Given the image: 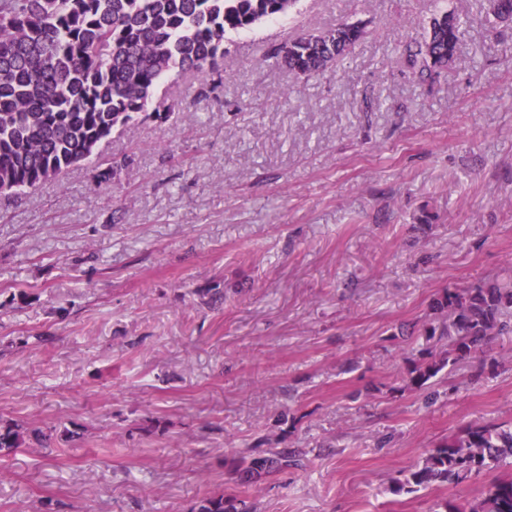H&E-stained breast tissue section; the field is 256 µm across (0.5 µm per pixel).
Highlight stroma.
Masks as SVG:
<instances>
[{"label":"stroma","instance_id":"obj_1","mask_svg":"<svg viewBox=\"0 0 512 512\" xmlns=\"http://www.w3.org/2000/svg\"><path fill=\"white\" fill-rule=\"evenodd\" d=\"M457 60L421 80L405 46L439 9ZM368 35L323 74L268 55L340 22ZM484 0H302L228 34L223 88L185 74L171 118L100 148L112 183L73 169L0 197V417L83 433L0 457V512H433L482 480L392 481L468 423L512 420V336L403 390L433 298L512 277V24ZM431 226L414 229L421 213ZM300 467L258 482L254 443ZM192 512H249L244 501L224 498V494H215L200 498Z\"/></svg>","mask_w":512,"mask_h":512}]
</instances>
